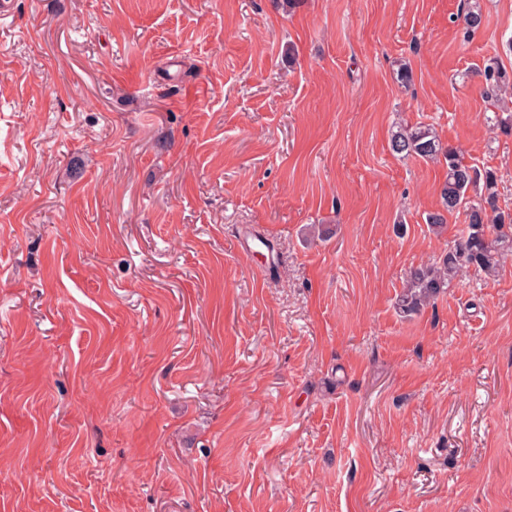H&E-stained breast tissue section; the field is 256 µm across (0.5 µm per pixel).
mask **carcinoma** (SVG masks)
<instances>
[{
  "label": "carcinoma",
  "instance_id": "carcinoma-1",
  "mask_svg": "<svg viewBox=\"0 0 512 512\" xmlns=\"http://www.w3.org/2000/svg\"><path fill=\"white\" fill-rule=\"evenodd\" d=\"M461 21L465 33L477 31L484 23L481 0H464ZM482 77L486 95L500 100L512 91V76L497 58L485 61ZM393 153L426 161H442L447 175L440 189V209L426 216L429 227L438 232L447 224V215L458 213L465 225L462 237L438 262L409 268L397 306L411 316L445 292L465 270L494 273L504 257L512 253V212L496 203L497 176L481 172L465 163L457 150L442 144L435 131L424 125L400 126L390 139ZM483 184L484 192L472 199L470 189Z\"/></svg>",
  "mask_w": 512,
  "mask_h": 512
}]
</instances>
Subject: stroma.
<instances>
[{
  "label": "stroma",
  "mask_w": 512,
  "mask_h": 512,
  "mask_svg": "<svg viewBox=\"0 0 512 512\" xmlns=\"http://www.w3.org/2000/svg\"><path fill=\"white\" fill-rule=\"evenodd\" d=\"M461 3L0 16V512H512V254L396 307L463 224L395 126L512 210V0ZM481 2V0H464L460 18L467 34L474 33L484 23ZM479 76L482 77L483 85H485L484 92L488 97H494L496 101H499L503 93L508 92L509 96H512V76L501 67L497 58H488L483 70H480Z\"/></svg>",
  "instance_id": "35a3bbf8"
}]
</instances>
